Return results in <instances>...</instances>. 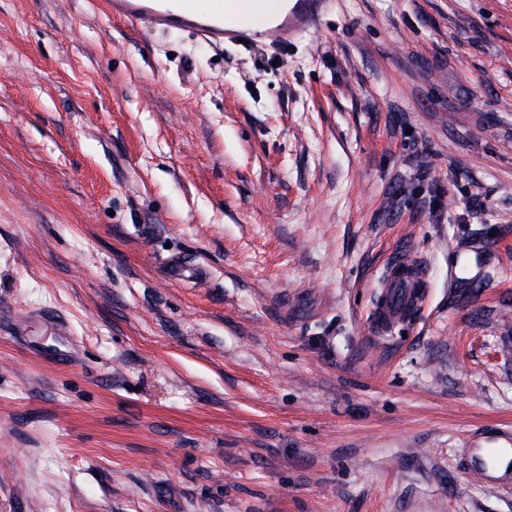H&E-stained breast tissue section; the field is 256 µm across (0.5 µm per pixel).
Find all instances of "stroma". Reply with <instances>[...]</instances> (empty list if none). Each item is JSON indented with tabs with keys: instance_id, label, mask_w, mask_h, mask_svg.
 I'll return each mask as SVG.
<instances>
[{
	"instance_id": "1",
	"label": "stroma",
	"mask_w": 512,
	"mask_h": 512,
	"mask_svg": "<svg viewBox=\"0 0 512 512\" xmlns=\"http://www.w3.org/2000/svg\"><path fill=\"white\" fill-rule=\"evenodd\" d=\"M503 432L512 0L244 48L0 0V512H512ZM385 288L373 316L375 327L382 332L398 323L410 306H421L425 297L418 266L410 257L403 255L389 264ZM512 437L511 442L491 448L493 462L487 461L489 448H465L466 457L471 467L469 474L484 482L494 483L502 487H512ZM511 469V472H508Z\"/></svg>"
}]
</instances>
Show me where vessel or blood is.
Listing matches in <instances>:
<instances>
[{"label":"vessel or blood","mask_w":512,"mask_h":512,"mask_svg":"<svg viewBox=\"0 0 512 512\" xmlns=\"http://www.w3.org/2000/svg\"><path fill=\"white\" fill-rule=\"evenodd\" d=\"M110 15L128 25L151 18L160 28H177L209 46L245 43L257 39L280 46L293 37L317 27L327 0H277L275 8L261 13L229 9L226 0H105ZM418 266L406 256L389 264L386 289L374 309V324L390 330L411 307L424 301ZM469 473L489 483L512 487V445L493 451L470 448L466 451Z\"/></svg>","instance_id":"b4317fda"}]
</instances>
